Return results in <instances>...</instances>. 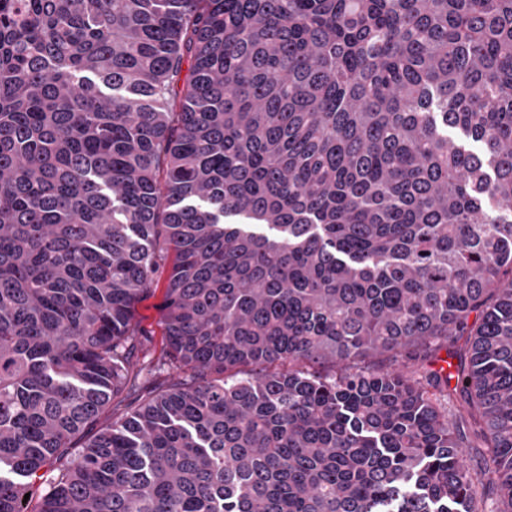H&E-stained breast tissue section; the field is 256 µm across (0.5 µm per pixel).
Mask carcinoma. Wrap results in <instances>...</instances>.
I'll return each mask as SVG.
<instances>
[{
    "label": "carcinoma",
    "instance_id": "carcinoma-1",
    "mask_svg": "<svg viewBox=\"0 0 512 512\" xmlns=\"http://www.w3.org/2000/svg\"><path fill=\"white\" fill-rule=\"evenodd\" d=\"M0 512H512V0H0ZM162 297L163 286L162 283H160L153 295L138 303L135 308L134 322L139 326L154 331L155 333V336H153V343L149 346V350L146 354L148 358L160 357L163 348L164 336H161V329L159 326V321L161 319L159 304L162 301Z\"/></svg>",
    "mask_w": 512,
    "mask_h": 512
}]
</instances>
